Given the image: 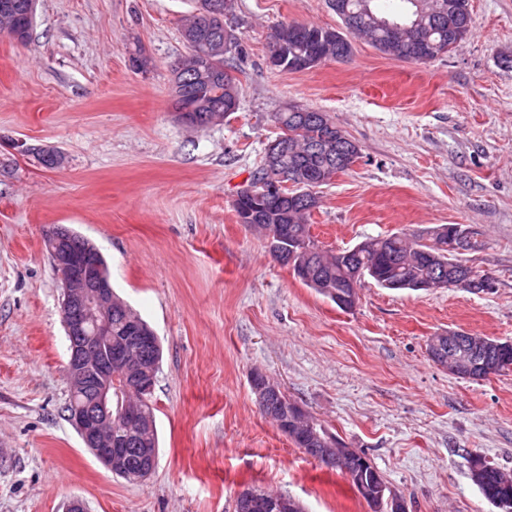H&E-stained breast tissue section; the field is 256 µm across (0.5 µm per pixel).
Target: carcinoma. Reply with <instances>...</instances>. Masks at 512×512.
I'll return each instance as SVG.
<instances>
[{
  "label": "carcinoma",
  "instance_id": "carcinoma-1",
  "mask_svg": "<svg viewBox=\"0 0 512 512\" xmlns=\"http://www.w3.org/2000/svg\"><path fill=\"white\" fill-rule=\"evenodd\" d=\"M368 3L371 11L384 18L379 8L380 0H329L331 8L341 15L348 11L358 13L363 3ZM459 10L454 14V29L448 31V14L428 16L416 27L402 29L396 33L400 45L406 52L392 53L380 45L374 48L384 55L403 61L427 63L440 58L452 50V45L463 42L473 27V14L469 0H458ZM16 0H0V32L6 30L4 18L20 26L31 27L27 17L15 10ZM209 0H198L196 12L184 24L181 33H187L192 39H183L187 53L171 66V72H180L178 79V98L174 105L184 104L194 108L193 128L206 129L229 115L228 100L239 98L240 89L235 80L225 78L224 69H232L228 57L224 55H200L195 46L204 47L215 43H228L227 52L237 48L238 38L234 29H224V14L215 15L205 11ZM346 33L334 29L322 28L299 22L282 23L276 26L267 37L268 52L276 53L282 60V69L303 71L307 65L299 64V59L313 56L318 63L328 60L344 62L353 51L351 38L358 36L349 30V21L342 20ZM274 121L294 132V141L289 149L267 146L266 152L276 156L278 174L283 181L300 175H310L320 180V185L329 184L340 172L354 163L350 159L343 166L336 164V153L347 151L354 141L339 129L325 113L301 106H290L275 113ZM268 179L267 170L260 166L252 173L249 184L241 189L235 201V211L250 210L254 213L253 228L266 238L277 239L288 251V256L276 255L281 262L304 264L312 272L311 280L302 283L314 289L318 294L336 303L340 294L345 292L352 273L360 269L376 285L381 280L396 277L400 280H419L438 270L448 273L461 263L455 253L436 247L433 243L410 241L406 237L393 234L367 239L372 249L358 258L345 260L341 253L321 248L311 234L309 219L318 205V197L311 199L272 198L261 207H255L253 192L259 190L258 184ZM52 233L67 235V246L75 252H83L90 243L63 226H57ZM138 324L142 330H150L148 324L122 301L112 302V334L122 336L132 324ZM132 357L147 360L154 365L160 364L161 352L158 343L147 342L132 352ZM142 378L136 373H121L120 389L128 398V406H140L139 421L132 427L112 428V443L122 448L123 469L115 476L133 484L143 476L148 459L143 449L158 447L154 407L139 405L137 387ZM260 411L272 419L279 430L292 443L317 459L325 467L351 478L352 486L373 508L383 503L375 495V488L384 486L389 491L380 472L363 456L353 451L339 461L331 463L325 459L326 439L329 433L309 416L301 419L292 417L294 402L284 392L268 393L256 399ZM484 475V497L501 509L512 512V475L501 472L491 465Z\"/></svg>",
  "mask_w": 512,
  "mask_h": 512
}]
</instances>
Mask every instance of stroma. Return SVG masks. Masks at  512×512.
<instances>
[{"instance_id": "35a3bbf8", "label": "stroma", "mask_w": 512, "mask_h": 512, "mask_svg": "<svg viewBox=\"0 0 512 512\" xmlns=\"http://www.w3.org/2000/svg\"><path fill=\"white\" fill-rule=\"evenodd\" d=\"M470 3V35L434 61L357 39L348 61L290 72L267 64L270 28L341 29L327 0H237L239 106L204 130L176 120L169 91L195 0H38L26 44L0 37V512H66L74 498L87 512H233L247 485L305 512H373L263 416L255 373L367 458L409 512H499L470 457L512 473V372L460 379L428 353L448 330L512 342V0ZM137 49L147 71L131 65ZM291 104L361 148L317 190L322 247L428 243L458 224L476 243L462 260L493 292L368 280L344 311L302 284L234 210ZM44 146L60 166L38 162ZM58 225L99 248L161 346L158 460L141 484L114 476L63 412L68 341L45 243Z\"/></svg>"}]
</instances>
